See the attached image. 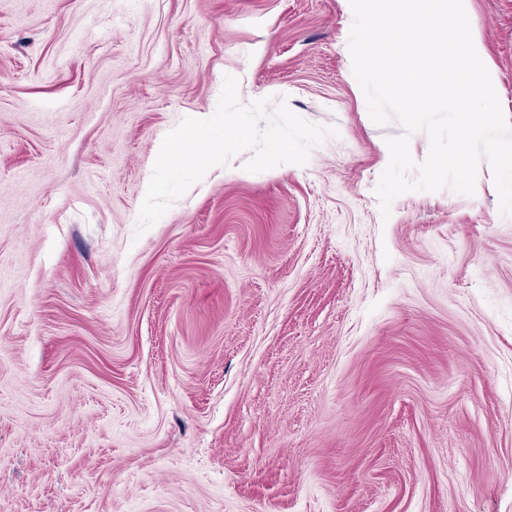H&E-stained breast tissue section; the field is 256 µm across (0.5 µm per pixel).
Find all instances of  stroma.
<instances>
[{
	"mask_svg": "<svg viewBox=\"0 0 512 512\" xmlns=\"http://www.w3.org/2000/svg\"><path fill=\"white\" fill-rule=\"evenodd\" d=\"M512 121V0H468ZM349 0H0V512H512V216L375 194ZM336 128L149 229L225 76Z\"/></svg>",
	"mask_w": 512,
	"mask_h": 512,
	"instance_id": "stroma-1",
	"label": "stroma"
}]
</instances>
